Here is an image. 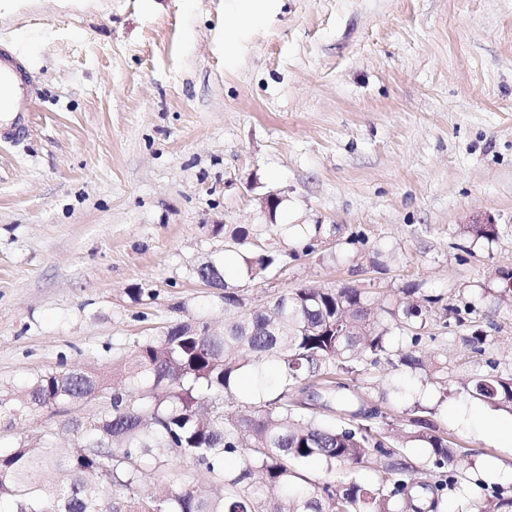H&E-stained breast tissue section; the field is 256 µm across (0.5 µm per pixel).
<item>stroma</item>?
Segmentation results:
<instances>
[{
    "mask_svg": "<svg viewBox=\"0 0 512 512\" xmlns=\"http://www.w3.org/2000/svg\"><path fill=\"white\" fill-rule=\"evenodd\" d=\"M24 0L0 42L40 96L0 140V399L64 368L112 380L164 327L285 291L430 300L424 373L363 361L375 426L429 411L467 468L512 447L459 425L471 380L512 371V0ZM276 198L268 210L267 198ZM492 222V239L470 225ZM276 262L256 278L240 230ZM223 260L225 288L195 276ZM102 400L0 412V448Z\"/></svg>",
    "mask_w": 512,
    "mask_h": 512,
    "instance_id": "stroma-1",
    "label": "stroma"
}]
</instances>
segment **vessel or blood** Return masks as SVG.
<instances>
[{
  "label": "vessel or blood",
  "instance_id": "obj_1",
  "mask_svg": "<svg viewBox=\"0 0 512 512\" xmlns=\"http://www.w3.org/2000/svg\"><path fill=\"white\" fill-rule=\"evenodd\" d=\"M36 93L35 77L23 57L0 46V112L11 116L8 124H0V138L24 137Z\"/></svg>",
  "mask_w": 512,
  "mask_h": 512
}]
</instances>
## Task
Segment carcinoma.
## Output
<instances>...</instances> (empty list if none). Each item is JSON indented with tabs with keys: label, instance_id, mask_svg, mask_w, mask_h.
I'll use <instances>...</instances> for the list:
<instances>
[{
	"label": "carcinoma",
	"instance_id": "carcinoma-1",
	"mask_svg": "<svg viewBox=\"0 0 512 512\" xmlns=\"http://www.w3.org/2000/svg\"><path fill=\"white\" fill-rule=\"evenodd\" d=\"M254 277L275 262L271 255H241ZM422 339L423 309L387 301L361 288H295L264 309L249 310L215 327L184 321L136 348L118 371L112 403L63 430L78 447L63 451L49 436L0 448V502L8 512H405L414 486L439 493L455 488L462 454L431 419H408L397 437L430 449L417 468L400 459L384 433L358 419L363 408L340 396L350 425L320 423L291 401L305 380L345 376L370 356L388 355L392 328ZM105 390L92 372L56 370L37 376L23 391L21 408L43 409ZM472 397L512 412V373L475 381ZM200 467L209 488L183 483L145 492L149 468H161L160 451ZM240 453L235 472L225 456ZM390 459L378 484L357 479L313 483L305 466L315 460L331 472L355 470L375 456ZM474 512H512V494L494 489Z\"/></svg>",
	"mask_w": 512,
	"mask_h": 512
}]
</instances>
